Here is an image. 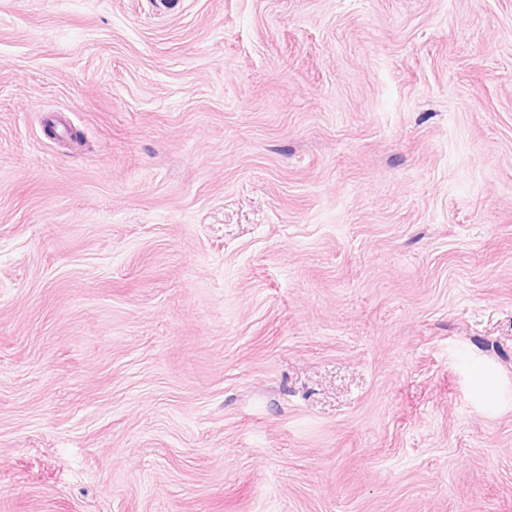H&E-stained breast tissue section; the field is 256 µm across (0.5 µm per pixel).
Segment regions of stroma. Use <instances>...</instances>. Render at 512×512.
<instances>
[{"mask_svg":"<svg viewBox=\"0 0 512 512\" xmlns=\"http://www.w3.org/2000/svg\"><path fill=\"white\" fill-rule=\"evenodd\" d=\"M0 512H512V0H0Z\"/></svg>","mask_w":512,"mask_h":512,"instance_id":"1","label":"stroma"}]
</instances>
